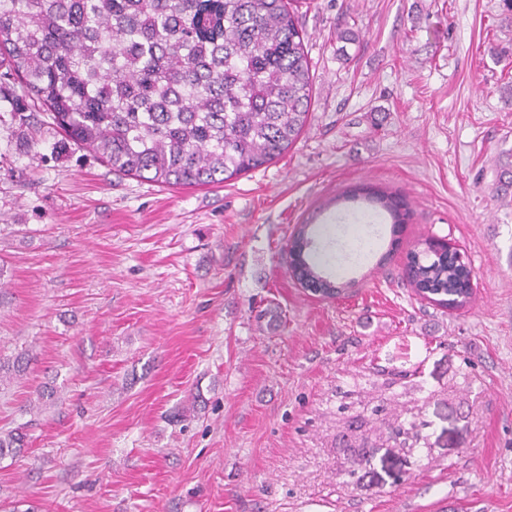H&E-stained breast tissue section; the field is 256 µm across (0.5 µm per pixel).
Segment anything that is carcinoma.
Segmentation results:
<instances>
[{
    "mask_svg": "<svg viewBox=\"0 0 512 512\" xmlns=\"http://www.w3.org/2000/svg\"><path fill=\"white\" fill-rule=\"evenodd\" d=\"M310 61L290 0H0V100L20 120L48 124L112 170L170 187L227 182L279 158L301 135L312 97ZM407 212L391 195L344 196ZM419 252L413 288H466L457 271ZM20 354L4 374H25ZM0 432V460L24 451Z\"/></svg>",
    "mask_w": 512,
    "mask_h": 512,
    "instance_id": "carcinoma-1",
    "label": "carcinoma"
}]
</instances>
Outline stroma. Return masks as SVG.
Wrapping results in <instances>:
<instances>
[{"instance_id":"1","label":"stroma","mask_w":512,"mask_h":512,"mask_svg":"<svg viewBox=\"0 0 512 512\" xmlns=\"http://www.w3.org/2000/svg\"><path fill=\"white\" fill-rule=\"evenodd\" d=\"M298 16L307 125L237 179L120 177L0 116V355H34L0 388L29 443L0 460V512H512V0ZM360 186L405 222L323 209ZM316 210L333 299L289 271ZM428 238L468 254L464 309L402 282Z\"/></svg>"}]
</instances>
